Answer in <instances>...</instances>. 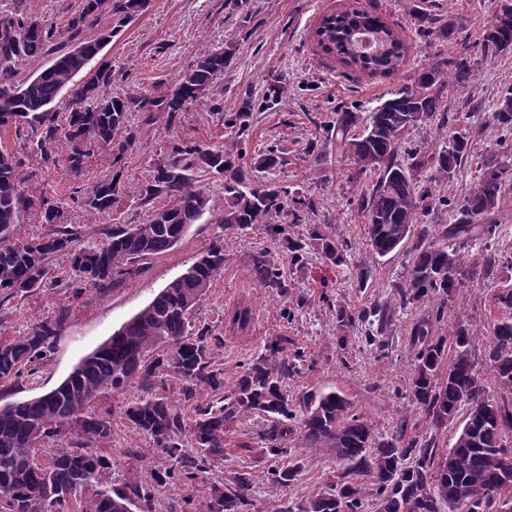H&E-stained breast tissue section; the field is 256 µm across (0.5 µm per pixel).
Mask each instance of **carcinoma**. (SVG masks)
<instances>
[{"label": "carcinoma", "mask_w": 512, "mask_h": 512, "mask_svg": "<svg viewBox=\"0 0 512 512\" xmlns=\"http://www.w3.org/2000/svg\"><path fill=\"white\" fill-rule=\"evenodd\" d=\"M28 0H14L13 9L0 12V129L12 127L37 137L36 151L46 168L58 166L56 142L70 146L67 170L78 176L94 148L101 147L117 164L136 144L137 134L128 129L131 112H145L150 121L172 120L180 112L207 97L215 80L224 75V51L208 49L174 83L162 92L105 94L112 83V69L91 67L100 46L85 32L107 14L122 27L148 7V0H82L81 8L60 28L26 10ZM361 26L385 36L383 51L369 60H358L346 39V29ZM322 48L348 65L369 73L391 74L403 63L405 43L379 17L346 11L324 17L317 31ZM76 41L87 44L86 53L70 50ZM486 53L496 56L512 51V3L503 0L482 36ZM52 56L37 75L19 78V65ZM456 83L473 76L467 58L429 65L414 80L370 112L364 125L353 112L336 120V146L354 160L362 174L377 176L372 187L360 194L358 210L366 221L371 253L385 257L411 236L421 217L432 210L435 196L421 170L432 168L439 178L454 176L467 157L468 141L455 133L448 144L427 156L411 147L406 133L416 127L410 116L419 112L421 122L437 131L448 127L442 94L448 75ZM65 100L67 122L55 124L53 105ZM495 125L512 128V87L503 92L493 112ZM240 156L212 150L196 143L172 148L168 160L158 165L145 193L158 195L171 205L153 211L142 224L115 225L105 232L107 241L96 249L77 247V230L65 225L58 202L44 193L23 187L18 162L7 148L0 149V292L17 294L42 286L51 256L66 252L72 267L91 285L105 287L121 276L139 272L135 263L165 254L183 240L190 227L210 210V199L195 189L194 173L208 172L224 178V206L218 223L225 230L264 224L272 235L283 233L279 217L285 201L281 190L247 178L237 164ZM121 176L95 184L85 205L97 212L112 207L120 194ZM505 171L484 169L473 189L462 199L438 203L451 209L453 223L434 233L424 228L413 245V258L405 278L394 285L401 306L433 299L444 304L462 279L474 275L448 238L467 237L476 224L492 223L499 207ZM28 213L56 225L54 232L27 240L14 238V225ZM328 225H310L309 239L321 246L334 264L344 261V247L329 237ZM224 268V242L219 239L200 252L186 273L170 282L142 310L112 333L103 344L82 359L75 374L54 393L11 403L0 410V512H153L155 493L175 479L192 481L206 472L212 461L224 457V427L251 415L265 417L261 441L274 458L286 453L288 439L297 436L307 448L336 452L342 463L336 482L326 486L298 512H505L512 500V485L504 481L512 472V457L503 449L512 432V403L496 400L486 389L475 358L476 336L461 329L451 343L432 338L431 319L410 329L414 351L411 395L437 429L445 417L466 412L452 447L440 451L433 438L408 436L402 421L383 435L374 425L351 413V404L336 391L302 399L300 426L293 400L286 390L296 364L281 355L274 344L252 359L235 389L224 391V371L212 367L208 330L194 329L193 309L212 288ZM249 274L258 284L285 293L288 282L268 252L255 255ZM390 312L377 306L357 315L339 309L341 323L373 319L378 327ZM61 326L59 320L38 323L26 336L0 341V384L17 383L44 363ZM164 349L154 356L157 349ZM484 355L501 386L512 390V316L487 329ZM180 382L178 395L166 387V378ZM136 395L124 416L148 440L149 448L165 454L170 467L151 468L146 451L135 452L150 470V480L133 476L118 488L101 482L112 468V458L100 444L112 438V421L95 410V403L109 393ZM207 388L217 401L196 406L195 418L186 410L197 391ZM47 440H60V448L43 461L38 448ZM298 463L271 470L270 483L281 490L293 482ZM375 487L374 501L366 503V485ZM253 488L249 474L240 473L232 485L214 491L209 512H250Z\"/></svg>", "instance_id": "1"}]
</instances>
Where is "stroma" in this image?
Listing matches in <instances>:
<instances>
[{
    "mask_svg": "<svg viewBox=\"0 0 512 512\" xmlns=\"http://www.w3.org/2000/svg\"><path fill=\"white\" fill-rule=\"evenodd\" d=\"M499 0H150L148 8L124 27L102 17L100 30L113 31L104 60L112 68V93L163 89L179 78L207 47L224 49L229 65L208 98L179 113L173 123L148 124L133 112L129 124L138 132L137 143L120 165L109 153L94 151L80 176L65 167L45 168L27 135L0 130V145L19 161L24 185L51 196L64 207L68 222L79 232V244L93 248L105 242L104 231L115 224H140L152 209L167 205L159 197L144 204L145 189L157 165L167 160L174 145L194 141L213 149L242 150L240 159L255 180L275 185L284 197H305L317 204L305 223L296 224L290 213L281 221L287 240L271 237L264 225L222 231L213 214L192 225L187 237L171 252L142 260L140 274L96 288L81 280L66 255L49 261L46 283L27 293H0V337L12 339L30 333L37 323L63 316L64 323L46 365L19 386L0 389V404L32 398L58 386L87 354L94 351L124 322L144 308L169 282L181 276L198 253L216 237L224 239V268L196 306L192 322L207 328L211 352L224 371V389L232 391L247 363L279 343L284 355L296 357L297 369L286 388L293 400L320 392L345 396L353 413L380 433L391 432L407 421L409 434L436 437L439 448L452 447L463 424L455 418L434 429L421 416L411 397L413 352L408 332L428 308L400 307L394 285L407 273L412 253L402 247L383 258L372 257L365 238V221L355 201L372 183L359 173L350 157L336 151L330 123L337 113L367 116L398 88L412 85L418 72L435 61L466 54L477 73L467 86H449L444 97L452 115L448 133L436 134L422 124L411 130V144L440 149L449 133L467 134L468 156L452 180H437V195L455 200L466 195L487 164L512 173V129L492 124L493 103L512 87V52L484 57L480 50L484 26ZM357 9L379 16L405 42L403 65L389 75L369 74L343 64L325 53L317 27L332 13ZM453 23L452 37L441 30ZM280 96L265 107L271 89ZM250 106L247 140L228 125L232 115ZM276 150L277 167L260 168L268 150ZM121 172L123 192L108 211L89 210L81 202L98 181ZM496 224L485 239L465 243V262L482 267L486 257L496 264L490 277L465 280L444 306L434 332L453 337L458 328L482 336L490 323L508 316L498 295L512 288V181L495 214ZM313 224H329L335 238L347 247L343 264L327 260L320 247L309 243ZM269 252L280 266L288 291L278 295L249 276L253 256ZM382 305L392 317L375 343H367V324H341L339 309L356 313ZM249 308L251 325L241 330L231 317ZM130 394H114L95 404L98 413H110L112 439L103 450L112 457L103 480L121 486L129 474L140 471L129 456L132 448L146 447L143 435L125 419ZM259 417L229 423L224 432L222 460L190 482L167 484L156 495L155 512H170L176 502H188V512H208L211 490L249 472L253 479L251 512H282L289 504L306 500L334 482L336 457L324 449L288 441L287 462L300 464L297 480L283 492L273 493L268 471L277 461L265 455L258 435Z\"/></svg>",
    "mask_w": 512,
    "mask_h": 512,
    "instance_id": "obj_1",
    "label": "stroma"
}]
</instances>
